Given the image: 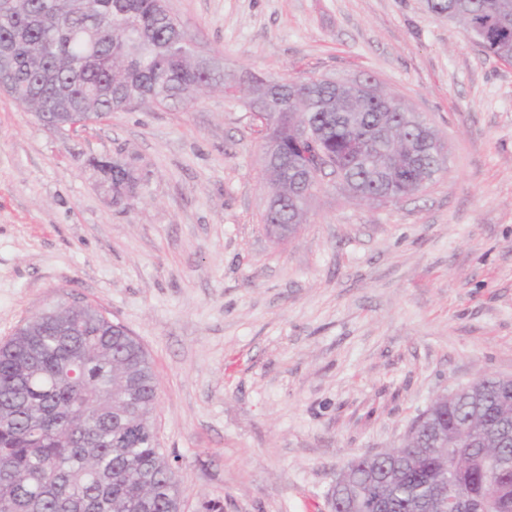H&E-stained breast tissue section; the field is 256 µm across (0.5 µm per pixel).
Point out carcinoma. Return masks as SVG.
<instances>
[{
	"label": "carcinoma",
	"mask_w": 512,
	"mask_h": 512,
	"mask_svg": "<svg viewBox=\"0 0 512 512\" xmlns=\"http://www.w3.org/2000/svg\"><path fill=\"white\" fill-rule=\"evenodd\" d=\"M481 51L512 63V0H436ZM164 0H0V90L25 112L68 128L69 106L102 120L133 104L191 107L204 90L232 89L248 112L269 110L264 152L274 205L261 221L307 223L296 180L318 149L342 171L351 199L380 202L426 190L445 171L447 149L427 120L371 87L252 75L242 83L201 69L172 38ZM314 144H298L300 127ZM143 177L112 162L117 204ZM158 383L126 328L90 305L64 302L0 344V512H183L179 481L152 422ZM428 419L386 461L353 458L336 477L341 505L383 499L384 512H449L457 495L512 512V379L483 377L436 397Z\"/></svg>",
	"instance_id": "carcinoma-1"
}]
</instances>
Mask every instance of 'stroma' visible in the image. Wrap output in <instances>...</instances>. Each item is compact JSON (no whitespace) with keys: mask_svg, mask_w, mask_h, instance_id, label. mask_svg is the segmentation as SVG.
Wrapping results in <instances>:
<instances>
[{"mask_svg":"<svg viewBox=\"0 0 512 512\" xmlns=\"http://www.w3.org/2000/svg\"><path fill=\"white\" fill-rule=\"evenodd\" d=\"M235 75L375 78L434 126L447 169L397 203L331 180L288 239L261 222L263 141L222 91L72 133L0 91V343L59 299L147 351L183 512H330L351 459L437 396L512 377V63L427 0H166ZM145 181L116 204L96 161Z\"/></svg>","mask_w":512,"mask_h":512,"instance_id":"35a3bbf8","label":"stroma"}]
</instances>
